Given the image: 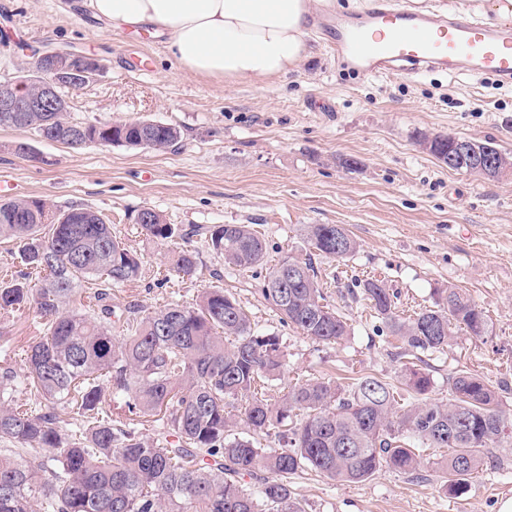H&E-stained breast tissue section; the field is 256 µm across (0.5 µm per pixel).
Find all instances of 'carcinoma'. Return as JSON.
<instances>
[{
  "instance_id": "cac0c4a2",
  "label": "carcinoma",
  "mask_w": 512,
  "mask_h": 512,
  "mask_svg": "<svg viewBox=\"0 0 512 512\" xmlns=\"http://www.w3.org/2000/svg\"><path fill=\"white\" fill-rule=\"evenodd\" d=\"M70 124L66 112H26L16 128ZM96 136L108 146L164 151L182 131L135 120L110 136L89 127L87 138ZM473 144L512 166L493 140ZM150 216L140 225L147 238L181 241L163 281L195 275L191 235L155 211ZM205 234L225 264L264 271L258 293L282 323L324 344L347 335L311 260L355 253L345 228L308 225L310 257L286 256L273 266L248 224H213ZM3 240L17 245L24 268L0 282V313L32 312L40 334L22 348L19 369L10 340L0 338V512H306L289 476L310 468L360 483L384 467L414 476L419 445L448 449L435 471L459 496L512 426L483 378L461 371L448 381V402L432 401L433 378L415 362L401 370L417 396L404 407L392 384L371 375L346 388L307 379L268 395L286 367L282 338L255 330L224 287L202 289L189 305L115 309L112 288L137 281L142 260L96 211L1 201ZM362 290L415 360L444 349L462 329L489 330L484 311L457 288L441 289L435 307L407 321L395 314L383 281L367 279ZM259 471L265 476L254 491L246 479Z\"/></svg>"
}]
</instances>
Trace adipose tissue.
I'll return each mask as SVG.
<instances>
[{
	"label": "adipose tissue",
	"mask_w": 512,
	"mask_h": 512,
	"mask_svg": "<svg viewBox=\"0 0 512 512\" xmlns=\"http://www.w3.org/2000/svg\"><path fill=\"white\" fill-rule=\"evenodd\" d=\"M109 31L166 38L180 68L233 84L282 76L306 57L312 0H87Z\"/></svg>",
	"instance_id": "1"
}]
</instances>
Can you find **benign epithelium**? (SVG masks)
<instances>
[{
  "label": "benign epithelium",
  "mask_w": 512,
  "mask_h": 512,
  "mask_svg": "<svg viewBox=\"0 0 512 512\" xmlns=\"http://www.w3.org/2000/svg\"><path fill=\"white\" fill-rule=\"evenodd\" d=\"M75 57L61 48L36 51L35 60L22 66L14 79L0 81V117L11 120L16 112L65 111L67 98L57 88L75 91L87 76L102 70L96 58H85L75 66Z\"/></svg>",
  "instance_id": "7a95c632"
}]
</instances>
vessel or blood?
Wrapping results in <instances>:
<instances>
[{
    "label": "vessel or blood",
    "instance_id": "b4317fda",
    "mask_svg": "<svg viewBox=\"0 0 512 512\" xmlns=\"http://www.w3.org/2000/svg\"><path fill=\"white\" fill-rule=\"evenodd\" d=\"M316 28L337 66L363 77L437 71L512 84V29L485 26L453 8L369 0L351 15L322 10Z\"/></svg>",
    "mask_w": 512,
    "mask_h": 512
}]
</instances>
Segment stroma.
I'll list each match as a JSON object with an SVG mask.
<instances>
[{"label": "stroma", "mask_w": 512, "mask_h": 512, "mask_svg": "<svg viewBox=\"0 0 512 512\" xmlns=\"http://www.w3.org/2000/svg\"><path fill=\"white\" fill-rule=\"evenodd\" d=\"M0 81L14 78L31 52L67 46L104 66L70 94L69 115L84 125L155 120L177 125L182 140L164 151L50 142L30 129L0 128V182L9 199L92 208L142 258L140 278L113 289L112 303L154 309L193 302L213 272L249 313L256 330L280 336L287 371L280 392L310 377L347 385L364 375L399 384L398 342L358 289L384 280L400 318L432 308L440 289L465 291L488 319V334L458 333L425 354L432 399L449 398L448 380L465 370L499 392L512 415V174L495 179L442 167L422 134L493 138L512 155V87L429 73L363 80L337 72L325 40L288 74L237 85L199 80L179 69L164 39L108 32L85 0H0ZM29 148L19 154L17 145ZM352 167H345V160ZM150 208L181 227L249 224L269 262L305 256L310 224L343 225L359 244L344 259L314 257L329 304L350 332L326 345L284 325L260 297L253 272L225 266L195 239L198 273L164 282L170 244L147 239L135 219ZM418 477L384 469L361 483L307 469L289 479L308 512H499L512 498V439L490 449L466 492L448 495L426 448Z\"/></svg>", "instance_id": "obj_1"}]
</instances>
